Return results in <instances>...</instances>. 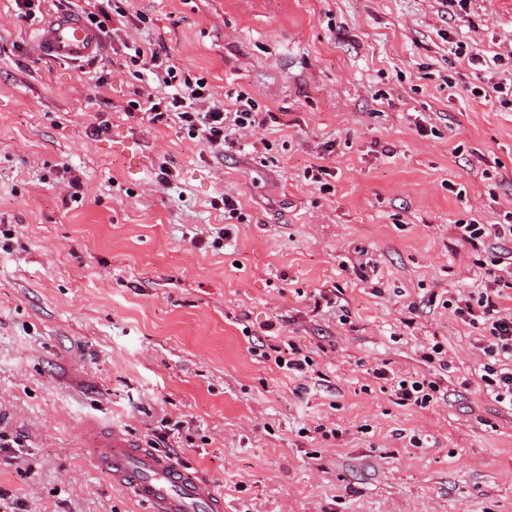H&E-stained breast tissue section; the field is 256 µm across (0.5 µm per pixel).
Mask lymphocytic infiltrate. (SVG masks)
<instances>
[{
  "label": "lymphocytic infiltrate",
  "instance_id": "obj_1",
  "mask_svg": "<svg viewBox=\"0 0 512 512\" xmlns=\"http://www.w3.org/2000/svg\"><path fill=\"white\" fill-rule=\"evenodd\" d=\"M125 54L131 65L160 76L170 95L144 94L138 106L150 122L168 120L186 129L193 139L213 150H221L229 132L252 129L259 122L252 99L236 97L233 108L210 105L212 96L204 80H190L179 66L148 43H127ZM463 242L472 244L492 239L493 264L498 274L493 285L485 286L475 296H461L452 301V313L461 322L481 332L480 349L485 357L477 386L496 403L512 408V312L501 308L499 298L504 288H512V224H464ZM374 378L389 381L403 404L425 407L447 398L448 391L438 381L413 373L402 377L380 366Z\"/></svg>",
  "mask_w": 512,
  "mask_h": 512
}]
</instances>
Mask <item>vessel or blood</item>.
<instances>
[{
	"instance_id": "obj_1",
	"label": "vessel or blood",
	"mask_w": 512,
	"mask_h": 512,
	"mask_svg": "<svg viewBox=\"0 0 512 512\" xmlns=\"http://www.w3.org/2000/svg\"><path fill=\"white\" fill-rule=\"evenodd\" d=\"M35 46L58 60L78 64L96 56L94 31L73 12L47 17L36 29ZM92 460L113 485L145 505L146 512H223L224 497L174 457L143 448L117 427L89 429Z\"/></svg>"
}]
</instances>
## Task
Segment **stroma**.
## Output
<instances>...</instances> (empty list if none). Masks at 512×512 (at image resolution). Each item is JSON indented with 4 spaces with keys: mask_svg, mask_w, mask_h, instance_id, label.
Segmentation results:
<instances>
[{
    "mask_svg": "<svg viewBox=\"0 0 512 512\" xmlns=\"http://www.w3.org/2000/svg\"><path fill=\"white\" fill-rule=\"evenodd\" d=\"M125 8L119 39L70 65L0 0V434L16 444L0 494L145 512L90 464L82 432L99 423L211 480L224 512H512V410L470 387L479 333L445 306L495 272L457 225L512 211V104L469 91L512 78L492 62L512 50V0ZM131 40L217 104L251 97L264 125L216 153L127 113ZM224 195L236 218L214 208ZM214 227L221 247H200ZM436 342L447 366L423 359ZM292 343L307 377L272 359ZM381 365L447 401L400 404Z\"/></svg>",
    "mask_w": 512,
    "mask_h": 512,
    "instance_id": "stroma-1",
    "label": "stroma"
}]
</instances>
